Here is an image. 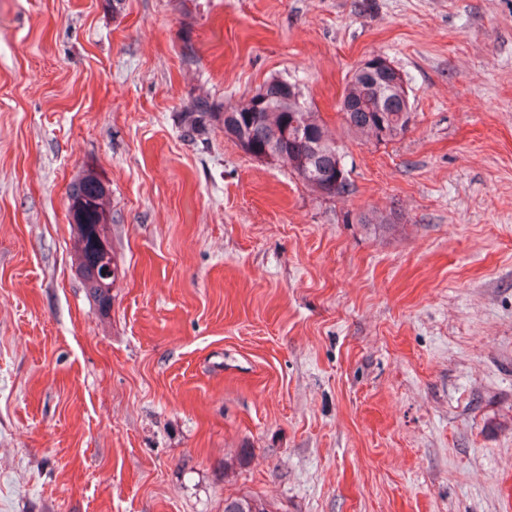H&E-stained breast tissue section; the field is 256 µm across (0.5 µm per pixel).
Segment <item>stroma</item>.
Masks as SVG:
<instances>
[{
    "label": "stroma",
    "mask_w": 512,
    "mask_h": 512,
    "mask_svg": "<svg viewBox=\"0 0 512 512\" xmlns=\"http://www.w3.org/2000/svg\"><path fill=\"white\" fill-rule=\"evenodd\" d=\"M392 142L339 111L366 57ZM297 81L324 198L193 95ZM111 195L100 313L69 189ZM386 216L383 224L363 215ZM512 512V0H0V512ZM386 77L357 66L346 82L340 111L347 127L368 139H383L392 142L409 129L413 115L409 90L388 91ZM224 512H270L266 504L258 497L242 495L226 498L224 500Z\"/></svg>",
    "instance_id": "obj_1"
}]
</instances>
